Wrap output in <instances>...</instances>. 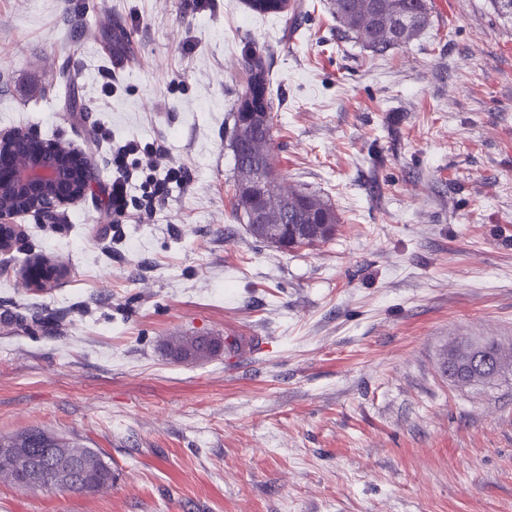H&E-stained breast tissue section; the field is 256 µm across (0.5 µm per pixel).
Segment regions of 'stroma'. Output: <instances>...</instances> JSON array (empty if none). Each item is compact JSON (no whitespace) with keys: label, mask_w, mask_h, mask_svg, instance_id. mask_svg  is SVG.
<instances>
[{"label":"stroma","mask_w":512,"mask_h":512,"mask_svg":"<svg viewBox=\"0 0 512 512\" xmlns=\"http://www.w3.org/2000/svg\"><path fill=\"white\" fill-rule=\"evenodd\" d=\"M303 2L288 34L245 0H0V131L97 168L0 253V434L49 430L115 474L0 481V512H512V377L460 389L444 364L463 337L512 343V14L432 0L380 54ZM248 42L278 182L330 201L329 243L282 251L233 216ZM99 125L165 142L187 187L113 223ZM38 261L65 273L24 286ZM173 334L245 344L176 362ZM241 72L244 76V86L231 108L232 133L239 121L245 120L244 113L263 112L266 126L258 131L255 140L244 147L240 159H250L255 155H266L269 164L275 168L274 145V112H278V105L270 88L269 69L267 66V51L255 42L243 45L240 53Z\"/></svg>","instance_id":"35a3bbf8"}]
</instances>
